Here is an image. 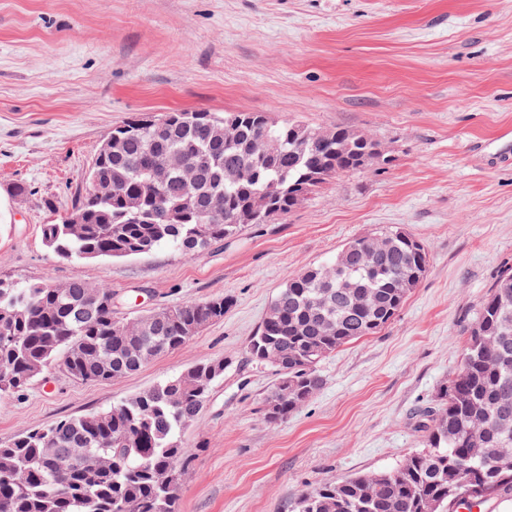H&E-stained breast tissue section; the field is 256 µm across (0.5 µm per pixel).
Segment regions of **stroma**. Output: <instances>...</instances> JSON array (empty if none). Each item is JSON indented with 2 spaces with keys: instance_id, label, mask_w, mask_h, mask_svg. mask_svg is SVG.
<instances>
[{
  "instance_id": "obj_1",
  "label": "stroma",
  "mask_w": 512,
  "mask_h": 512,
  "mask_svg": "<svg viewBox=\"0 0 512 512\" xmlns=\"http://www.w3.org/2000/svg\"><path fill=\"white\" fill-rule=\"evenodd\" d=\"M265 112L346 126L392 149L287 217L189 258L170 247L66 260L44 245L112 128L175 110ZM512 0H0V279L110 288L121 317L215 298L224 318L105 383L48 367L0 396V444L106 411L207 362L224 364L181 434L196 451L180 512H293L318 484L398 467L447 381L479 302L512 269ZM26 195L14 192L16 185ZM430 263L391 323L319 364L287 420L261 412L275 376L246 353L288 279L386 230Z\"/></svg>"
}]
</instances>
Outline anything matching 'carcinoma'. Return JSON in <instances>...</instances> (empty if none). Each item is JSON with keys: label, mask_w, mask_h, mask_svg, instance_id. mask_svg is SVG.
<instances>
[{"label": "carcinoma", "mask_w": 512, "mask_h": 512, "mask_svg": "<svg viewBox=\"0 0 512 512\" xmlns=\"http://www.w3.org/2000/svg\"><path fill=\"white\" fill-rule=\"evenodd\" d=\"M145 120L113 128L112 146L86 170V183L100 174L112 189L75 197L84 223L43 225L51 253L127 257L166 245L192 258L249 224L288 216L382 148L344 126L319 141L316 130L265 112L180 110ZM428 266L419 240L390 230L290 278L246 345L276 375L264 418L276 423L304 405L322 386L318 364L384 328ZM226 305L216 298L129 322L107 287L0 280V395L23 391L51 365L82 382L125 377L223 320ZM466 334L457 368L421 414L425 449L392 471L321 483L296 512H451L512 495V272L494 280ZM223 374L221 361L198 364L109 410L0 444V512H178L192 455L181 432Z\"/></svg>", "instance_id": "1"}]
</instances>
